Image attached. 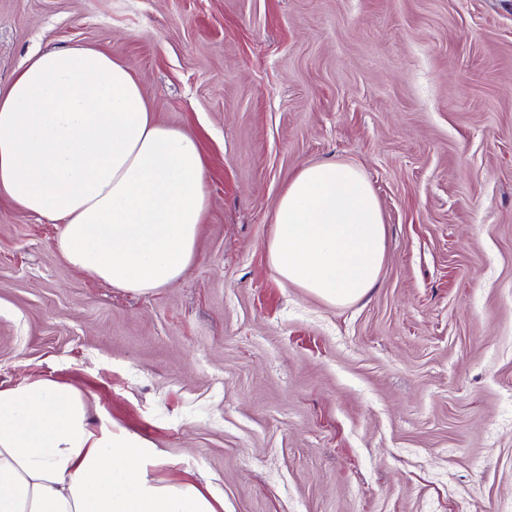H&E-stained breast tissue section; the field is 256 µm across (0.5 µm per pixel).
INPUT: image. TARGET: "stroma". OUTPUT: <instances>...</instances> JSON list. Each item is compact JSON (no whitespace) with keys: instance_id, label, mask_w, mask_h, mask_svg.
<instances>
[{"instance_id":"1","label":"stroma","mask_w":512,"mask_h":512,"mask_svg":"<svg viewBox=\"0 0 512 512\" xmlns=\"http://www.w3.org/2000/svg\"><path fill=\"white\" fill-rule=\"evenodd\" d=\"M60 46L132 65L208 211L136 295L0 197V386L78 387L224 512H512V0H0V91ZM335 161L387 233L348 306L267 259L288 181Z\"/></svg>"}]
</instances>
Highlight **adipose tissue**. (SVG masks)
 <instances>
[{"label":"adipose tissue","instance_id":"obj_1","mask_svg":"<svg viewBox=\"0 0 512 512\" xmlns=\"http://www.w3.org/2000/svg\"><path fill=\"white\" fill-rule=\"evenodd\" d=\"M0 194L56 224L73 267L139 295L181 279L208 207L190 133L156 121L132 67L82 46L33 53L0 93ZM283 285L333 305L366 297L385 257L377 197L359 169L302 167L273 215ZM155 448L76 387L0 386V512H219L214 492L159 478Z\"/></svg>","mask_w":512,"mask_h":512}]
</instances>
